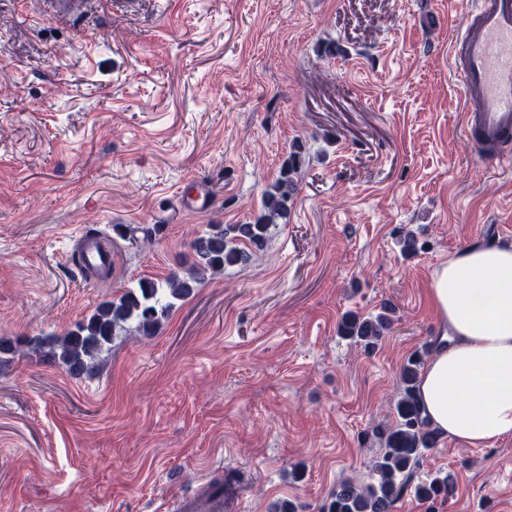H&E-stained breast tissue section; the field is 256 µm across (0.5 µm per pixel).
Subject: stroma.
<instances>
[{
    "mask_svg": "<svg viewBox=\"0 0 512 512\" xmlns=\"http://www.w3.org/2000/svg\"><path fill=\"white\" fill-rule=\"evenodd\" d=\"M464 21L462 0H93L76 19L0 0V336L186 274L208 225L253 221L305 159L287 222L155 336H115L89 375L0 365V512H155L206 469L232 478L226 512H321L339 480L369 482L402 364L445 333L436 269L512 243V166L463 133ZM77 231L104 234L107 279L82 273ZM386 304L375 350L338 335ZM440 472L453 497L393 512H512V437L441 438L412 480Z\"/></svg>",
    "mask_w": 512,
    "mask_h": 512,
    "instance_id": "35a3bbf8",
    "label": "stroma"
}]
</instances>
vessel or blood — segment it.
Listing matches in <instances>:
<instances>
[{
  "instance_id": "vessel-or-blood-1",
  "label": "vessel or blood",
  "mask_w": 512,
  "mask_h": 512,
  "mask_svg": "<svg viewBox=\"0 0 512 512\" xmlns=\"http://www.w3.org/2000/svg\"><path fill=\"white\" fill-rule=\"evenodd\" d=\"M466 20L450 55L464 89L462 124L478 157L512 163V0H468ZM81 265L93 277L112 267V252L97 237L80 234ZM165 512H224V490L203 480L193 494H173Z\"/></svg>"
}]
</instances>
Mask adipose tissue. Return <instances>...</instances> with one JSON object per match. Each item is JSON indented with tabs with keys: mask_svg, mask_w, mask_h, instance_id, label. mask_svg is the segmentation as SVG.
Wrapping results in <instances>:
<instances>
[{
	"mask_svg": "<svg viewBox=\"0 0 512 512\" xmlns=\"http://www.w3.org/2000/svg\"><path fill=\"white\" fill-rule=\"evenodd\" d=\"M432 298L451 334L420 376L431 427L474 448L512 436V245L476 243L435 271Z\"/></svg>",
	"mask_w": 512,
	"mask_h": 512,
	"instance_id": "adipose-tissue-1",
	"label": "adipose tissue"
}]
</instances>
